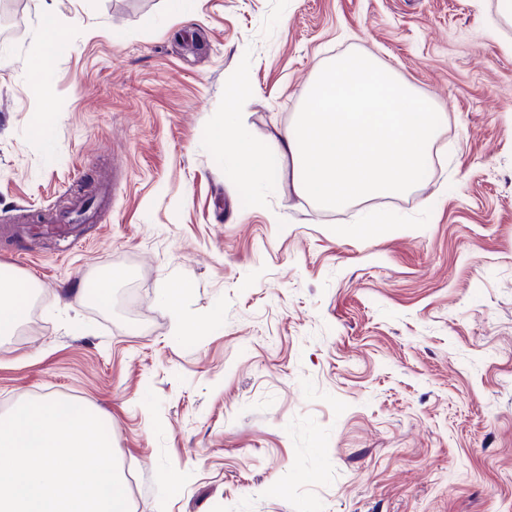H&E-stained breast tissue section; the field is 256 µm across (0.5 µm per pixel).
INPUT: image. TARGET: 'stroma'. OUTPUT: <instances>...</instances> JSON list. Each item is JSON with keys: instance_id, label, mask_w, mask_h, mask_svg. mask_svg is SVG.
I'll list each match as a JSON object with an SVG mask.
<instances>
[{"instance_id": "stroma-1", "label": "stroma", "mask_w": 512, "mask_h": 512, "mask_svg": "<svg viewBox=\"0 0 512 512\" xmlns=\"http://www.w3.org/2000/svg\"><path fill=\"white\" fill-rule=\"evenodd\" d=\"M13 2L0 225L67 207L90 177L115 195L80 240L0 238L39 319L0 340V412L44 395L96 410L133 512H512L501 0ZM46 10L68 42L48 58ZM353 51L441 112L437 172L341 214L299 194L284 160L268 206H243L201 142L244 54L243 123L273 147L317 68ZM103 268L105 305L90 296ZM182 282L191 335L164 302Z\"/></svg>"}]
</instances>
